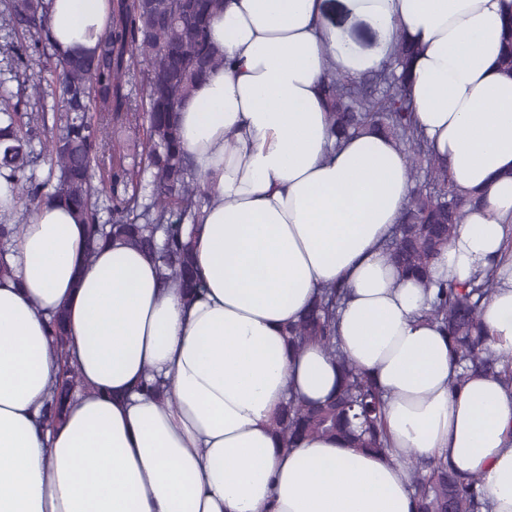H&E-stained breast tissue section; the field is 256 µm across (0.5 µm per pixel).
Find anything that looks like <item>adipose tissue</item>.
<instances>
[{
  "instance_id": "1",
  "label": "adipose tissue",
  "mask_w": 512,
  "mask_h": 512,
  "mask_svg": "<svg viewBox=\"0 0 512 512\" xmlns=\"http://www.w3.org/2000/svg\"><path fill=\"white\" fill-rule=\"evenodd\" d=\"M341 2L379 32L376 49L350 46L328 0H225L210 22L224 66L178 112L206 182L193 300L128 245L85 257V227L62 204L24 224L0 279V512H417L407 466L441 456L481 477L492 512H512V387L474 377L451 391L458 367L423 317L428 293L383 251L409 195L405 155L384 136L336 141L319 90L329 67L378 69L402 36L418 47L416 120L457 188L485 193L430 276L495 268L481 318L511 349L506 0ZM111 16V0H51V38L94 52ZM334 284L349 288L340 347L385 398L386 455L325 438L287 448L273 430L289 397L336 386L322 347L291 352L283 333ZM60 308L81 387L49 429L59 366L46 317ZM158 378L166 398L140 392Z\"/></svg>"
}]
</instances>
